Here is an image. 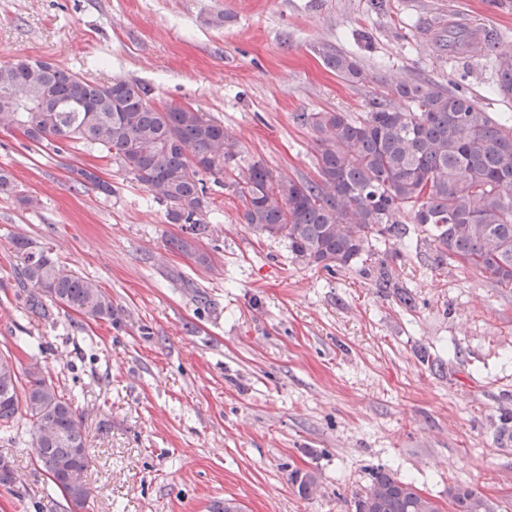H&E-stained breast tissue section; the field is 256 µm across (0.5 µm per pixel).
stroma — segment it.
<instances>
[{
    "mask_svg": "<svg viewBox=\"0 0 512 512\" xmlns=\"http://www.w3.org/2000/svg\"><path fill=\"white\" fill-rule=\"evenodd\" d=\"M451 18L512 49V0H0V61L139 82L151 104L221 121L273 173L311 177L316 145L298 114H361L396 80L512 114L490 57L431 47V28ZM326 46L355 55L368 83L338 78ZM0 168L17 184L0 195V353L37 355L74 395L91 456L83 512H213L227 499L244 512H353L379 468L443 512L453 484L512 512V288L437 264L423 227L330 274L254 232L213 184L219 222L196 242L200 264L168 251L180 225L97 153L0 130ZM83 169L111 195L81 186ZM19 235L96 281L120 325L67 307L25 313ZM383 265L414 308L376 287ZM19 431L0 439L17 476L0 512H71L35 468L28 420ZM308 472L318 491L305 498L295 478Z\"/></svg>",
    "mask_w": 512,
    "mask_h": 512,
    "instance_id": "obj_1",
    "label": "stroma"
}]
</instances>
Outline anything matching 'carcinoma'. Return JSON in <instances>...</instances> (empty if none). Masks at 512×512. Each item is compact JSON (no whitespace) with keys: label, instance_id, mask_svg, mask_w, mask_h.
<instances>
[{"label":"carcinoma","instance_id":"cac0c4a2","mask_svg":"<svg viewBox=\"0 0 512 512\" xmlns=\"http://www.w3.org/2000/svg\"><path fill=\"white\" fill-rule=\"evenodd\" d=\"M448 51L494 56L497 90L512 99V50L491 36L448 41ZM326 66L341 80L368 76L356 59L326 48ZM50 90L46 107L42 92ZM138 82L89 81L42 59L0 62V129L32 143L63 142L97 151L159 203L171 224L194 238L209 232L205 176L224 181L243 207L245 223L288 242L293 260L328 273L349 268L373 243L403 239L407 224L429 233L438 263L467 269L512 288V119H495L474 99L423 79L394 82L371 97L363 115L302 112L317 147L313 178L275 175L242 155L224 126L188 106H156ZM82 182L112 192L95 172ZM23 259L18 286L24 307L39 316L50 306L112 321V297L75 274L31 239L17 236ZM31 423L35 461L53 489L75 510L89 496L85 427L74 397H65L41 361L18 365L0 354V436L14 438L17 419ZM454 512H500L469 488H448ZM354 512H441L432 498L390 471L378 469L354 499Z\"/></svg>","mask_w":512,"mask_h":512}]
</instances>
